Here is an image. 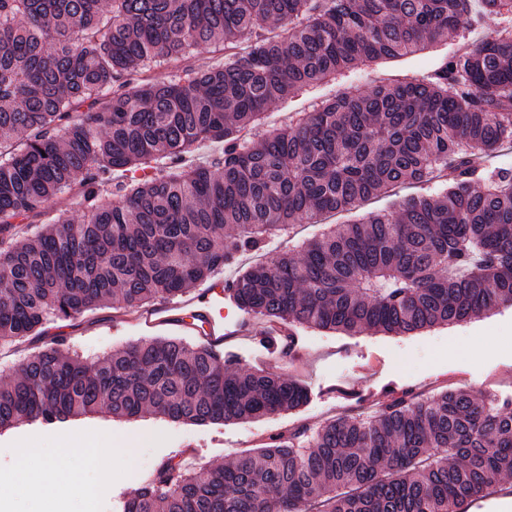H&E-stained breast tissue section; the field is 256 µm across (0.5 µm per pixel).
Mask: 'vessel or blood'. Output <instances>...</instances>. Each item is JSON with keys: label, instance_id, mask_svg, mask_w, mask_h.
Instances as JSON below:
<instances>
[{"label": "vessel or blood", "instance_id": "b4317fda", "mask_svg": "<svg viewBox=\"0 0 512 512\" xmlns=\"http://www.w3.org/2000/svg\"><path fill=\"white\" fill-rule=\"evenodd\" d=\"M157 325H172L196 331L213 350L224 345V289L217 286L193 300L166 305L152 313Z\"/></svg>", "mask_w": 512, "mask_h": 512}]
</instances>
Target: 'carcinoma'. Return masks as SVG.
I'll use <instances>...</instances> for the list:
<instances>
[{"mask_svg": "<svg viewBox=\"0 0 512 512\" xmlns=\"http://www.w3.org/2000/svg\"><path fill=\"white\" fill-rule=\"evenodd\" d=\"M512 0H0V242L66 190L61 214L0 250V341L43 337L113 300L148 309L211 280L241 253L399 185L437 195L331 226L256 263L226 291L277 325L406 335L512 305V169L478 167L512 143V34L453 55L422 81L344 94L242 136L270 105L345 69L412 55ZM288 23V35L273 26ZM224 41V64L160 81L152 63ZM118 84L112 90V84ZM224 143L210 165L178 167ZM167 159L164 175L148 163ZM120 172V200L101 187ZM307 389L232 367L180 337L140 340L88 365L54 340L0 384V430L106 407L195 424L299 409ZM512 475V398L394 393L269 438L200 477L171 467L124 512H467ZM223 145L220 143L207 142L202 144L185 156L182 165H205L218 158L223 151Z\"/></svg>", "mask_w": 512, "mask_h": 512, "instance_id": "obj_1", "label": "carcinoma"}]
</instances>
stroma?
<instances>
[{
  "mask_svg": "<svg viewBox=\"0 0 512 512\" xmlns=\"http://www.w3.org/2000/svg\"><path fill=\"white\" fill-rule=\"evenodd\" d=\"M512 29L511 17H497L480 26L464 27L448 40L421 53L383 59L356 66L336 79L308 87L287 101L271 106L252 125L248 138L258 141L273 127L311 111L322 101L354 93L380 82L418 80L448 55L484 40L494 31ZM223 44L190 49L183 56L150 69L158 80H169L199 65L222 63ZM82 221L87 211L71 194L49 199L32 224L17 225L15 240L30 237L60 211ZM223 355L241 368H256L293 377L306 385L310 398L303 407L269 418L240 423L205 424L173 422L147 414L126 421L113 418L108 409L63 423L29 422L0 432V469L13 470L31 446L44 449L65 468L82 467L81 455L68 450L70 437L89 431L111 434L115 478L101 467H82L83 480L95 491L99 512H123L130 493L149 480L165 463L198 474L234 460L265 442L269 436L303 425L345 415L360 418L387 400L390 392L412 391L425 396L461 388L479 394L512 397V307L502 306L471 321L439 326L416 335H391L365 331L357 335L300 328L290 353H270L262 341L265 320L248 318L232 301L224 303ZM48 333L61 336L69 350L92 363L104 352L143 339L176 336L200 343L193 331L169 326L145 327L139 314L118 304L84 313L72 321H52ZM78 512L80 505L59 491L51 501L35 496L0 492V512Z\"/></svg>",
  "mask_w": 512,
  "mask_h": 512,
  "instance_id": "stroma-1",
  "label": "stroma"
}]
</instances>
